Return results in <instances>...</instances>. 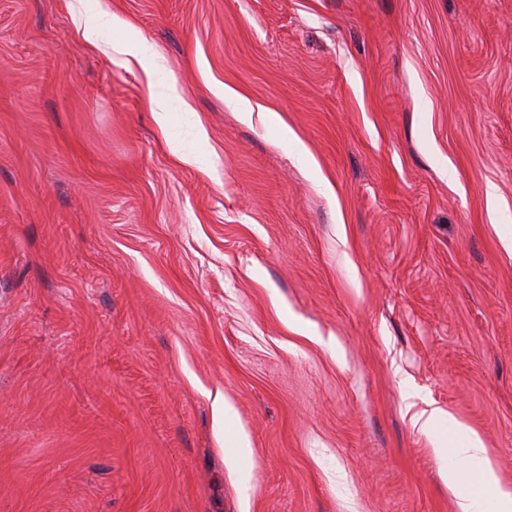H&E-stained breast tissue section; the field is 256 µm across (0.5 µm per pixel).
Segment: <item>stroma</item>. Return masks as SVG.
Here are the masks:
<instances>
[{"label":"stroma","mask_w":512,"mask_h":512,"mask_svg":"<svg viewBox=\"0 0 512 512\" xmlns=\"http://www.w3.org/2000/svg\"><path fill=\"white\" fill-rule=\"evenodd\" d=\"M83 2L0 0V512H458L433 407L512 487V0Z\"/></svg>","instance_id":"1"}]
</instances>
